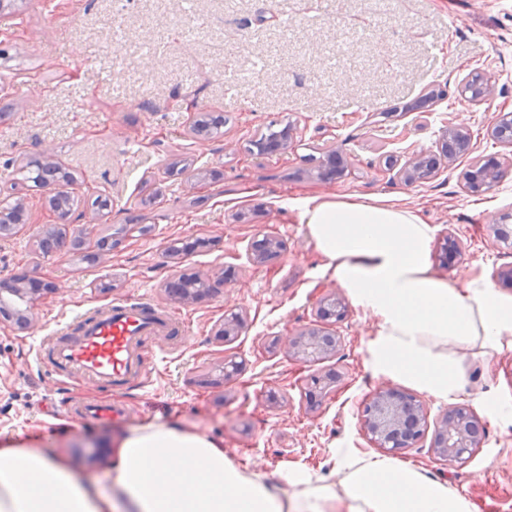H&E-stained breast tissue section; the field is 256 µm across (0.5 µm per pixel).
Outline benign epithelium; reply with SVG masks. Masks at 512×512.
<instances>
[{
	"label": "benign epithelium",
	"instance_id": "benign-epithelium-1",
	"mask_svg": "<svg viewBox=\"0 0 512 512\" xmlns=\"http://www.w3.org/2000/svg\"><path fill=\"white\" fill-rule=\"evenodd\" d=\"M474 86L477 93L467 96V101L478 105L485 101L494 90L492 77L479 69L471 70L461 81V87ZM512 113L503 114L488 130V136L503 151L493 154H474L471 134L463 125H448L433 149H422L403 164H387L386 171H394L408 184L435 178L441 171L457 161L467 158L469 164L463 173V187L471 193L487 192L507 177L512 176V138H504L496 131V125L503 120H511ZM282 251L281 241L265 235L249 244V262L261 266ZM464 245L459 238L448 232L443 238L441 259L443 264H451L462 259ZM54 291L50 281H39V287L32 288L23 280L0 282V301L10 297L18 299L8 320L21 330L33 324L34 303L45 293ZM336 310V316L344 317L347 311L345 298L328 291L318 300L316 316L325 320L323 312ZM243 326V318L235 314L225 319L216 331L214 340L220 344L231 341V336ZM281 344L288 356L301 364H311L333 357L342 345L341 338L321 325L307 327L281 338ZM360 424L371 443L379 448H387L392 440L414 446L426 437H431L429 451L433 457L444 463L458 462L471 452L484 433L481 417L470 407L456 405L448 408L435 427H430L425 404L417 396L398 387L385 386L377 389L362 410Z\"/></svg>",
	"mask_w": 512,
	"mask_h": 512
}]
</instances>
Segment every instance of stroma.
I'll list each match as a JSON object with an SVG mask.
<instances>
[{"label": "stroma", "mask_w": 512, "mask_h": 512, "mask_svg": "<svg viewBox=\"0 0 512 512\" xmlns=\"http://www.w3.org/2000/svg\"><path fill=\"white\" fill-rule=\"evenodd\" d=\"M476 67L495 81L480 105L459 92ZM208 112L223 115L221 132L192 133ZM503 112L512 113V0H12L0 12V204L24 202L29 223L0 237V280L27 275L56 289L36 301L31 329L0 323V448L44 450L103 489L117 442L157 418L223 441L232 462L280 488L295 469L333 472L345 449L373 452L358 418L381 385L365 368L371 321L349 308L334 325L342 346L322 363H296L277 345L312 324L336 286L297 205L396 199L434 226L435 239L449 230L462 239L463 262L440 275L492 278L512 264V249L489 232L512 212V177L473 196L457 168L412 186L382 168L431 147L450 123L467 126L476 153L497 152L487 129ZM289 123L302 146L251 153L268 126ZM333 150L353 164L327 184L312 159ZM29 157L73 175L70 215L83 252L66 243L39 250L58 218L51 189L19 171ZM109 231L117 247L105 263L88 261ZM258 234L286 248L254 267L247 245ZM228 267L233 287L187 304L163 296L170 276ZM139 294L185 331L150 345L137 383L111 393L47 371L40 357L59 324ZM232 310L245 326L222 346L214 333ZM227 355L241 370L215 385ZM471 385L460 398L469 406L477 390L512 398V347L476 364ZM75 399L121 404L127 415L75 419L65 413ZM485 425L463 462L436 461L425 446L395 457L449 479L477 512H512V424Z\"/></svg>", "instance_id": "obj_1"}]
</instances>
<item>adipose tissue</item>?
<instances>
[{"instance_id": "ef3b65f1", "label": "adipose tissue", "mask_w": 512, "mask_h": 512, "mask_svg": "<svg viewBox=\"0 0 512 512\" xmlns=\"http://www.w3.org/2000/svg\"><path fill=\"white\" fill-rule=\"evenodd\" d=\"M324 269L372 321L373 377L448 403L470 369L512 336V294L477 277L453 284L431 263L435 228L410 207L361 196L302 201ZM340 481L294 471L288 493L229 462L208 436L153 420L124 436L109 490L33 448L0 450V512H472L448 481L350 448Z\"/></svg>"}]
</instances>
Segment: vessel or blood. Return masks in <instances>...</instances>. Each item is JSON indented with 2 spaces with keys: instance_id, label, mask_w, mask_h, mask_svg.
<instances>
[{
  "instance_id": "obj_1",
  "label": "vessel or blood",
  "mask_w": 512,
  "mask_h": 512,
  "mask_svg": "<svg viewBox=\"0 0 512 512\" xmlns=\"http://www.w3.org/2000/svg\"><path fill=\"white\" fill-rule=\"evenodd\" d=\"M177 329L169 310L145 298L132 297L61 325L45 349L43 361L55 375L91 380L106 389L122 391L145 370V339H165ZM70 412L91 420L124 415L121 407L96 402L74 405Z\"/></svg>"
}]
</instances>
